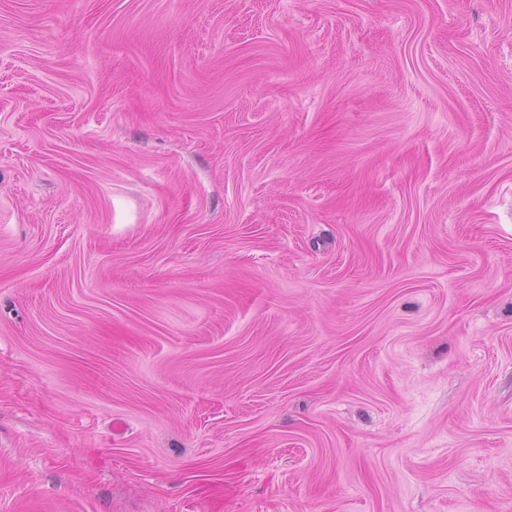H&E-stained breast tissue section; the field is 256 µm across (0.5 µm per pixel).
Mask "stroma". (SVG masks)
<instances>
[{"mask_svg":"<svg viewBox=\"0 0 512 512\" xmlns=\"http://www.w3.org/2000/svg\"><path fill=\"white\" fill-rule=\"evenodd\" d=\"M0 512H512V0H0Z\"/></svg>","mask_w":512,"mask_h":512,"instance_id":"stroma-1","label":"stroma"}]
</instances>
